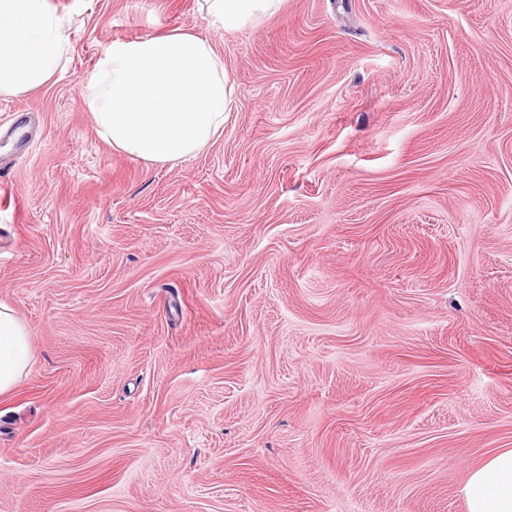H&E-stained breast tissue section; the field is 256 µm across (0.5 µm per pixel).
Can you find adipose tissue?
Returning <instances> with one entry per match:
<instances>
[{"label":"adipose tissue","instance_id":"1","mask_svg":"<svg viewBox=\"0 0 512 512\" xmlns=\"http://www.w3.org/2000/svg\"><path fill=\"white\" fill-rule=\"evenodd\" d=\"M283 0H203L213 25L233 31L278 13ZM65 19L48 0H0V94L40 88L64 66ZM100 134L114 150L150 163H176L224 129L233 86L208 38L191 30L116 40L85 81ZM32 359L26 324L0 301V395L14 391ZM467 512H512V449L469 473Z\"/></svg>","mask_w":512,"mask_h":512}]
</instances>
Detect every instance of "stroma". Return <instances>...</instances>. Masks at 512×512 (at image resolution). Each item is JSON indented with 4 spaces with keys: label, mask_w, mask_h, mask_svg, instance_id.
I'll use <instances>...</instances> for the list:
<instances>
[{
    "label": "stroma",
    "mask_w": 512,
    "mask_h": 512,
    "mask_svg": "<svg viewBox=\"0 0 512 512\" xmlns=\"http://www.w3.org/2000/svg\"><path fill=\"white\" fill-rule=\"evenodd\" d=\"M52 83L0 187V512H467L512 448V0H49ZM191 28L224 133L152 164L103 140L108 45ZM201 9L213 25L233 31L258 25L278 13L283 0H202ZM32 359V339L12 306L0 301V395L14 391Z\"/></svg>",
    "instance_id": "1"
}]
</instances>
